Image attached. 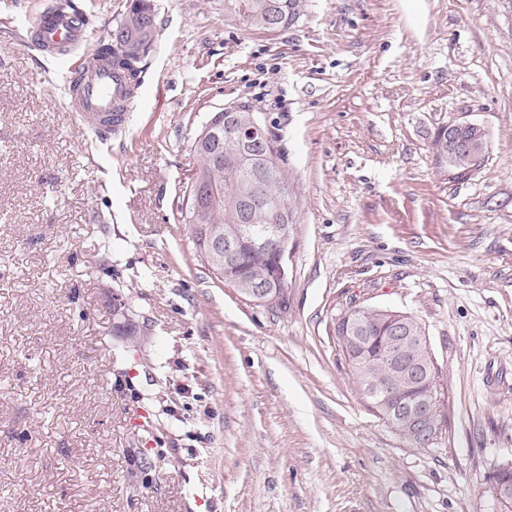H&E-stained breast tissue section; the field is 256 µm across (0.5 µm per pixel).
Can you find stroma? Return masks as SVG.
Returning <instances> with one entry per match:
<instances>
[{"label": "stroma", "mask_w": 512, "mask_h": 512, "mask_svg": "<svg viewBox=\"0 0 512 512\" xmlns=\"http://www.w3.org/2000/svg\"><path fill=\"white\" fill-rule=\"evenodd\" d=\"M0 0V512H498L512 462V0H303L267 31L224 0H154L124 130L65 104L69 60ZM130 0H77L91 60ZM263 112L294 212L287 303L205 267L180 212L195 136ZM484 162L437 165L439 127ZM410 314L441 428L368 408L335 336ZM467 127H476L482 132V137L473 140L464 135L463 130ZM432 150L437 163L448 168V171L454 172L456 177H466L468 173L476 169L483 158L477 160H467L464 158L448 159V153L452 155H468L470 157H479L488 151L489 140L486 129L478 124L471 122L453 123L447 126L439 127L431 143Z\"/></svg>", "instance_id": "stroma-1"}]
</instances>
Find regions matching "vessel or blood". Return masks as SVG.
I'll return each mask as SVG.
<instances>
[{"label": "vessel or blood", "instance_id": "b4317fda", "mask_svg": "<svg viewBox=\"0 0 512 512\" xmlns=\"http://www.w3.org/2000/svg\"><path fill=\"white\" fill-rule=\"evenodd\" d=\"M31 32L35 35L41 49L49 54L60 51L69 53L85 41L83 30L77 29L67 17L53 19L39 14L33 20ZM71 74L80 76L81 84L76 99V115L81 123L103 137L118 132L119 127L111 121L112 102L122 98L126 109H133L135 98L125 95V80L112 73L108 68H96L87 65L82 59L71 57Z\"/></svg>", "mask_w": 512, "mask_h": 512}]
</instances>
